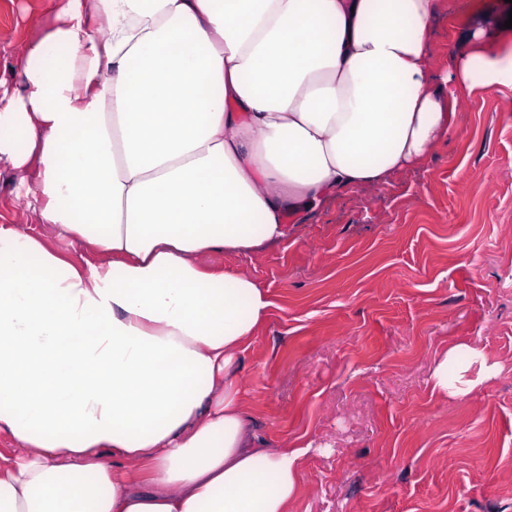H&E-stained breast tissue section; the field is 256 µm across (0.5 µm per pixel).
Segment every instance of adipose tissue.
Instances as JSON below:
<instances>
[{
  "mask_svg": "<svg viewBox=\"0 0 512 512\" xmlns=\"http://www.w3.org/2000/svg\"><path fill=\"white\" fill-rule=\"evenodd\" d=\"M439 2L64 0L0 89V165L92 256L0 225V512H288L303 451L253 446L241 383L270 302L197 257L286 241L512 86L511 34L432 56ZM501 372L457 344L431 380Z\"/></svg>",
  "mask_w": 512,
  "mask_h": 512,
  "instance_id": "adipose-tissue-1",
  "label": "adipose tissue"
}]
</instances>
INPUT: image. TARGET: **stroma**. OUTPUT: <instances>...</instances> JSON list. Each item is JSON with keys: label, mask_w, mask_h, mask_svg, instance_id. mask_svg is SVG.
Returning <instances> with one entry per match:
<instances>
[{"label": "stroma", "mask_w": 512, "mask_h": 512, "mask_svg": "<svg viewBox=\"0 0 512 512\" xmlns=\"http://www.w3.org/2000/svg\"><path fill=\"white\" fill-rule=\"evenodd\" d=\"M59 4L0 0L8 87ZM505 6L442 0L435 58ZM27 201L0 167V225L85 259ZM201 261L249 274L272 303L243 379L258 443L306 449L291 512H512V90L468 102L424 167L326 202L286 243ZM457 343L503 368L463 398L431 385Z\"/></svg>", "instance_id": "stroma-1"}]
</instances>
